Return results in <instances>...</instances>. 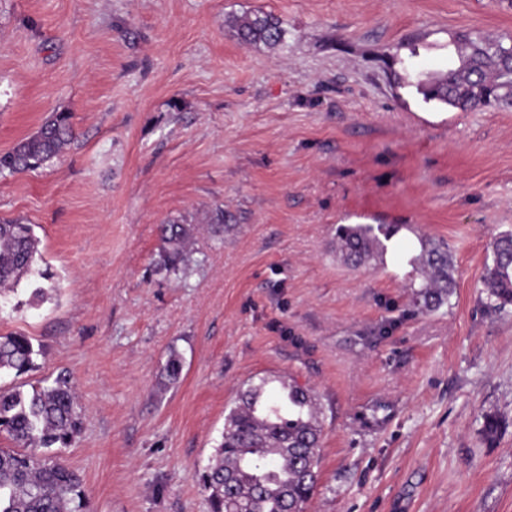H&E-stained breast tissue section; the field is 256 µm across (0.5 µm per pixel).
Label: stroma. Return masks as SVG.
I'll return each mask as SVG.
<instances>
[{"instance_id":"stroma-1","label":"stroma","mask_w":512,"mask_h":512,"mask_svg":"<svg viewBox=\"0 0 512 512\" xmlns=\"http://www.w3.org/2000/svg\"><path fill=\"white\" fill-rule=\"evenodd\" d=\"M256 12L281 46L227 23ZM469 30L512 37V0H0V154L56 112L74 135L0 174V220L38 239L0 335L41 350L0 389L69 376L85 512H208L198 472L263 379L317 402L305 512H512V315L480 282L512 233V108L390 84ZM164 224L195 229L174 267ZM340 224L444 241L453 295L419 311L392 241L348 267ZM232 25L237 37L247 44H259L274 47L281 44L285 36L280 19L272 14H243L234 17Z\"/></svg>"}]
</instances>
